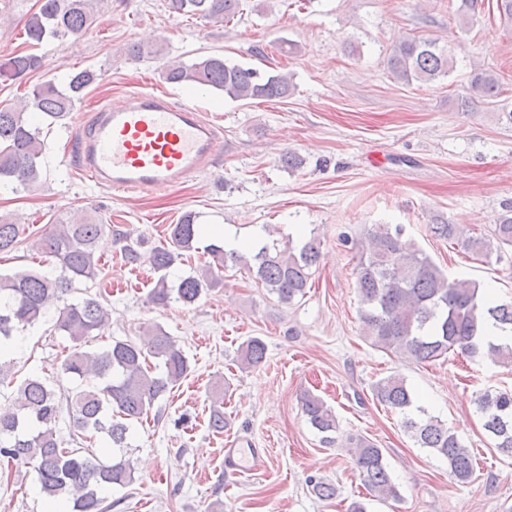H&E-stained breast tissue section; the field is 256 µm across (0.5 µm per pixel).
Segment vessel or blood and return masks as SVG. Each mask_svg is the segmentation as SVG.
Instances as JSON below:
<instances>
[{
	"label": "vessel or blood",
	"mask_w": 512,
	"mask_h": 512,
	"mask_svg": "<svg viewBox=\"0 0 512 512\" xmlns=\"http://www.w3.org/2000/svg\"><path fill=\"white\" fill-rule=\"evenodd\" d=\"M79 172L115 192L176 189L210 166L222 153L216 125L197 106L173 101L163 92L130 94L121 109H98L77 140ZM261 458L238 440L224 446L230 473H250Z\"/></svg>",
	"instance_id": "1"
}]
</instances>
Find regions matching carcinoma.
I'll list each match as a JSON object with an SVG mask.
<instances>
[{
	"mask_svg": "<svg viewBox=\"0 0 512 512\" xmlns=\"http://www.w3.org/2000/svg\"><path fill=\"white\" fill-rule=\"evenodd\" d=\"M100 0H37V7L24 21L25 42L30 50L0 59V83L21 82L43 68V56L34 49L51 40L77 39L97 19ZM177 14L199 15L214 23H230L240 11V0H168ZM128 55L135 61L162 59L165 43H134ZM390 72L400 81H431L448 74V55L434 40L410 39L396 46L388 58ZM163 78L172 84L208 87L234 100H273L288 97L292 82L283 73L261 72L230 63L222 56L198 58L191 63L172 62L163 66ZM101 79L93 68L68 74L64 81L45 78L17 106L0 108V183H10L22 192L40 189L47 176V141L43 129H52L69 118L85 91ZM503 88L497 76L481 70L473 74L469 95L461 98L468 107L476 100L498 98ZM200 215L184 213L170 225L169 241L143 254L132 245L123 249L128 265L148 262L157 275L150 302L192 305L218 286L216 272L240 266L281 303L304 297L312 268L320 259L316 238L279 248L264 244L246 253L227 251L212 243V262L200 272L169 280L171 269L184 253L195 249L200 236ZM112 226L95 215L80 219H57L33 240L32 248L53 261L57 274L37 271L0 273V385L14 380V353L19 337L40 324L56 306L53 327L71 342L62 364L63 374L84 380L92 378L67 395L56 391L47 380L31 375L17 388L15 411L0 417V462L10 469L31 468L41 494L67 506V512H109L107 492L134 481V467L123 454L101 459L84 442L96 435L106 447L123 450L135 423L152 413L191 370L188 357L177 340L162 327L151 328L149 339L140 346L133 341H114L97 350L91 340L102 334L108 313L93 296L68 301L77 285L93 283L99 276L95 259L100 238ZM435 237L459 241L475 259L488 257L494 245L512 246V209L498 219L491 234L465 236L455 224H434ZM20 225L0 216V253L13 251L22 243ZM356 288L362 304L360 320L371 345L407 359L426 364L447 359L460 351L475 359L512 364V342L495 343L481 338L485 322L512 330V301L491 300L475 281L450 279L412 240L402 225L378 224L366 232L358 248ZM266 345L259 337L241 344L240 362L256 367L266 358ZM373 397L388 410L402 415L403 425L417 443L448 462L450 475L468 483L475 473L474 457L445 424L417 405L404 376L391 374L375 382ZM213 409L209 427L224 433V385L212 392ZM477 410L490 433L494 448L512 455V390H486L476 399ZM303 413L320 433L336 431V415L318 395L307 392ZM68 414L74 448L62 446L56 425ZM349 453L371 497L386 501L398 497V489L385 463L383 450L358 435L349 438ZM312 491L321 500L336 496V487L313 477Z\"/></svg>",
	"mask_w": 512,
	"mask_h": 512,
	"instance_id": "cac0c4a2",
	"label": "carcinoma"
}]
</instances>
